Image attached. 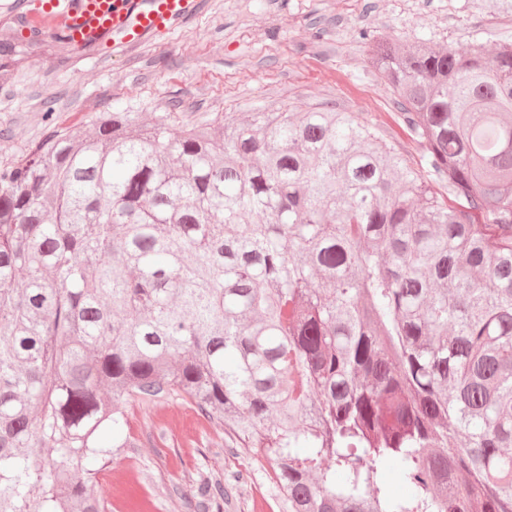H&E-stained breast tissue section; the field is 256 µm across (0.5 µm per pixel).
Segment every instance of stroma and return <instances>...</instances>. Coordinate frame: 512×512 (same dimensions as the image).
<instances>
[{
	"instance_id": "stroma-1",
	"label": "stroma",
	"mask_w": 512,
	"mask_h": 512,
	"mask_svg": "<svg viewBox=\"0 0 512 512\" xmlns=\"http://www.w3.org/2000/svg\"><path fill=\"white\" fill-rule=\"evenodd\" d=\"M18 2L0 0V37L16 45L0 57V169L101 112L146 122L164 112L176 133L225 113L314 107L352 113L416 162L423 148L397 125V97L366 62L359 31L458 51L512 42V0H196L174 30L116 54L28 37L7 12ZM125 414L135 447L95 465L94 491L111 512H197V485L240 471L249 478L228 512H282L274 461L225 447L222 427L194 404L130 403Z\"/></svg>"
}]
</instances>
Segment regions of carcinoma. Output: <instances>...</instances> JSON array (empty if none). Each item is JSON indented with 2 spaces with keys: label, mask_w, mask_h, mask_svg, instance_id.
<instances>
[{
  "label": "carcinoma",
  "mask_w": 512,
  "mask_h": 512,
  "mask_svg": "<svg viewBox=\"0 0 512 512\" xmlns=\"http://www.w3.org/2000/svg\"><path fill=\"white\" fill-rule=\"evenodd\" d=\"M360 37L415 166L313 108L101 112L0 170V512H108L124 405L172 396L283 512H512V44Z\"/></svg>",
  "instance_id": "1"
}]
</instances>
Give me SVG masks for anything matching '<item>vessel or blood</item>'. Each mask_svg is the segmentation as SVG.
<instances>
[{"instance_id":"obj_1","label":"vessel or blood","mask_w":512,"mask_h":512,"mask_svg":"<svg viewBox=\"0 0 512 512\" xmlns=\"http://www.w3.org/2000/svg\"><path fill=\"white\" fill-rule=\"evenodd\" d=\"M195 9V0H36L13 19L34 35L61 37L77 46L108 40L117 52L148 34L173 29Z\"/></svg>"}]
</instances>
